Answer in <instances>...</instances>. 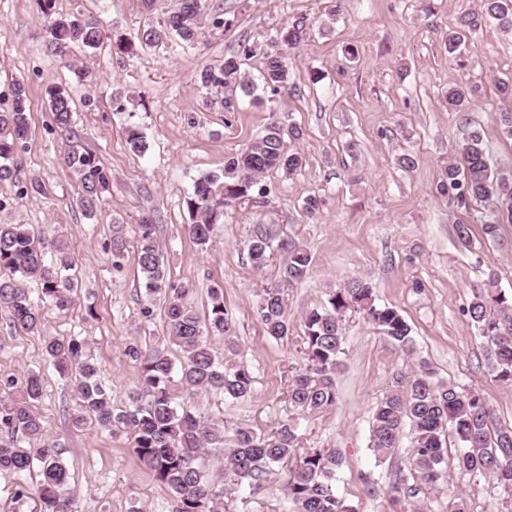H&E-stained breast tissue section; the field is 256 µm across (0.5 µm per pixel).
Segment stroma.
I'll return each mask as SVG.
<instances>
[{"label": "stroma", "mask_w": 512, "mask_h": 512, "mask_svg": "<svg viewBox=\"0 0 512 512\" xmlns=\"http://www.w3.org/2000/svg\"><path fill=\"white\" fill-rule=\"evenodd\" d=\"M173 4L55 0L56 11L99 18L112 35L87 57L96 75L88 84L46 52L39 0H0V109L9 107L15 81L24 82L29 99V135L15 156L16 175L0 182L6 203L0 214L37 234L62 232L74 248L78 280L71 307L47 310L41 334L13 327L0 309V404H9L30 373L42 375L36 407L45 436L63 447L73 512H171L170 492L136 458L130 435L72 426L76 391L43 354L44 337H88L114 407L128 405L139 364L127 348L162 340L163 301H146L134 257L114 263L110 244L113 225H125L131 240L149 215L169 282L185 290L200 316L211 308V289H223L238 359L254 377L247 399L208 392L190 400L206 419L223 422L225 447L233 445L234 428L262 435L293 417L303 448L340 452L336 489L358 512H408L412 506L448 512L449 499L464 491L471 512H512V492L452 470L424 497L394 503L387 488L408 474L410 448L404 443L378 456L369 446L375 402L422 362L437 379L479 391L499 421L512 423V385L488 371L484 344L465 313L489 271L497 272L503 292L512 293V224L500 225L497 238L488 239L482 230L486 205L459 207L437 190L465 125L481 130L492 164L512 165V140L501 131L512 98L498 90L499 83L512 82V32L483 25L467 32L461 53L452 57L445 49L448 33L463 13L480 9L481 0H206L194 50H182L173 38L139 42ZM216 15L229 27H214ZM299 21L307 36L288 51L286 91H261L256 104L238 89L201 85V71L219 68L245 39L257 49L244 68L260 82L271 37ZM123 43L132 44V52L120 51ZM461 84L478 92L466 111H449L448 90ZM51 87L67 90L76 138L111 173L92 216L79 204L75 177L64 163L67 140L53 130L45 110ZM228 98L235 103L230 112L224 109ZM274 118L298 129L290 146L303 157L301 169L266 174V197L228 208L209 245L198 246L188 234L185 204L195 181L221 173L225 160L244 152ZM132 127L146 138L144 154H134L127 143ZM405 155L415 159L414 168L401 167ZM309 195L323 201L313 217L303 210ZM252 224L275 225L312 255L308 277L285 289L294 328L281 340L266 336L257 301L263 289L279 284L287 255L275 251L263 270L254 269L244 246ZM460 224L468 225L469 242L458 239ZM352 278L368 280L378 303L400 311L412 328L413 352L405 354L362 316L347 315L335 406L297 414L286 388L305 363L298 323L324 305L329 290ZM90 307L92 320L85 317ZM35 486V476L18 480L0 473V512H33ZM284 499L280 475L260 490L235 492L239 512H282Z\"/></svg>", "instance_id": "35a3bbf8"}]
</instances>
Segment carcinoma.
Instances as JSON below:
<instances>
[{"label":"carcinoma","mask_w":512,"mask_h":512,"mask_svg":"<svg viewBox=\"0 0 512 512\" xmlns=\"http://www.w3.org/2000/svg\"><path fill=\"white\" fill-rule=\"evenodd\" d=\"M41 13L46 51L60 59L76 49L94 50L106 37L102 22L59 13L54 10V0H41ZM201 14L202 0H175L163 25L144 32L142 42L158 43L173 35L183 50H193ZM490 20L512 30V0H482L481 11L461 18V30L448 34V54L460 49L462 30ZM303 37V26L285 27L278 43L267 52L262 80L271 93L288 88L286 49ZM252 54V46L242 43L237 53L224 58L218 70H203L201 84L236 86L245 95H253V82L242 72L244 61ZM474 92L467 85L449 89L448 110L465 109ZM27 102L26 86L18 81L10 108L0 112V181L15 176L16 148L28 133ZM46 109L60 130H69L73 107L64 89L47 90ZM458 155V160L448 163L440 191L459 206L471 201L490 206L491 216L483 230L494 238L501 224H512V167L490 165L477 129L465 133ZM64 161L77 177L81 206L94 213L102 194L109 189V172L95 153L77 142L69 143ZM302 161L301 154L287 145L280 123L270 122L244 153L224 163L222 175H207L194 183L186 199L192 216L189 235L197 245H208L214 226L224 223L226 208L244 198L263 195L261 183L267 172L292 174L301 168ZM137 228L134 254L145 297L150 300L162 294L165 299V343L145 351L129 347L128 355L140 366V389L128 407L118 409L112 404V390L97 379V367L85 338H45V354L54 369L75 378L73 424H94L109 431L125 429L133 437L137 459L173 494V512H236L232 501L226 499L224 483L246 484L256 491L276 468L290 460L294 468L287 472L286 512H357L336 492L340 453L335 449L299 452L300 438L294 422H281L264 435L239 428L234 447L226 449L224 426L202 419L185 406V400L199 392L220 393L230 400L249 397L252 372L232 358L237 344L224 309L222 289H212L211 309L207 317H200L182 293H169L165 258L151 217L143 216ZM245 247L257 270L265 267L274 248L286 250L288 258L281 269L285 283L300 282L309 274L311 252L303 244L281 239L272 224L252 225ZM73 264L72 248L66 240L57 235L37 239L28 225L0 220V307L10 310L14 327L38 334L44 310L64 311L71 306L75 284L62 272L72 269ZM29 280L41 285L35 301L23 288ZM508 310L512 311V304L498 288L497 274L491 272L484 294L474 297L466 313L486 343L489 371L497 380L512 384V329L502 322ZM257 311L267 336L275 340L288 337L291 326L283 289H264ZM349 312L363 316L388 341L411 352V328L402 314L378 304L368 281L351 279L330 291L322 307L311 309L301 319L306 365L288 379V401L303 412H322L336 403L334 376L342 363L343 321ZM213 338L224 339V357L212 347ZM173 347L180 354L177 359L172 357ZM41 393L42 378L31 373L16 399L0 409V433L7 434L6 439H0V473L22 479L34 463H39L38 512H72V499L66 493L71 476L60 444L43 437L42 419L36 410ZM406 434L411 436L412 463L409 476H400L392 483L394 498H415L423 489L437 487L450 464L463 477H488L512 490V426L496 423L493 408L478 391L435 379L424 363L412 375L400 376L394 389L373 408L369 444L377 455L389 454ZM450 438L458 447L451 459ZM208 448L224 449L223 483L212 478L202 463Z\"/></svg>","instance_id":"cac0c4a2"}]
</instances>
